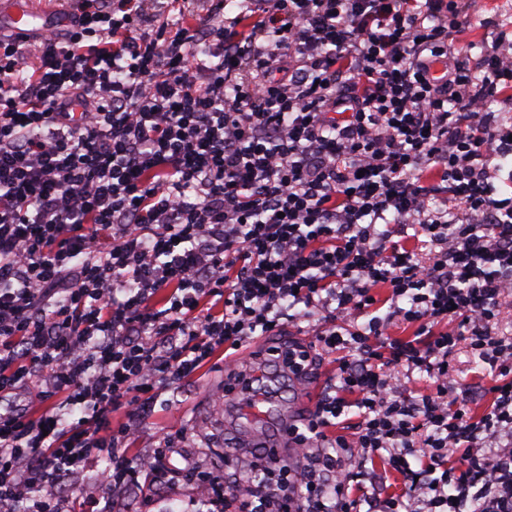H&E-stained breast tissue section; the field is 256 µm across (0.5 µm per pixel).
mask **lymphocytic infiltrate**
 Instances as JSON below:
<instances>
[{
  "mask_svg": "<svg viewBox=\"0 0 512 512\" xmlns=\"http://www.w3.org/2000/svg\"><path fill=\"white\" fill-rule=\"evenodd\" d=\"M201 2L0 35V393L26 394L0 406V512H75L59 487L102 451L103 493L183 481L205 512H512V30L475 62L471 0ZM304 321L289 375L339 359L295 461L255 448L229 485L168 437L127 455L163 392Z\"/></svg>",
  "mask_w": 512,
  "mask_h": 512,
  "instance_id": "obj_1",
  "label": "lymphocytic infiltrate"
}]
</instances>
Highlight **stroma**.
Returning a JSON list of instances; mask_svg holds the SVG:
<instances>
[{"instance_id":"stroma-1","label":"stroma","mask_w":512,"mask_h":512,"mask_svg":"<svg viewBox=\"0 0 512 512\" xmlns=\"http://www.w3.org/2000/svg\"><path fill=\"white\" fill-rule=\"evenodd\" d=\"M285 339L281 336H263L250 342L249 359L242 367L245 375L273 377V389L278 396L275 407L291 416H300L306 411V398L311 391L324 387L328 378L336 373L333 357L322 356L318 377L306 384H289L287 379L276 378V369L270 353L281 347ZM234 379L225 376L223 363L205 367L191 381L162 394L153 414L140 422L137 436L127 449L128 456L143 458L150 456L153 448L163 436L175 435V446L195 466L205 471L224 473V441L227 438L251 432L252 424L234 409L225 408L223 402L214 401L212 394L223 388H234ZM102 460L91 459L77 474L61 485L65 498L79 499L87 512H101L103 504L95 482L98 471L103 470ZM116 512H191L193 491L184 482L161 485L152 494L154 505L145 508L139 489L120 491Z\"/></svg>"}]
</instances>
